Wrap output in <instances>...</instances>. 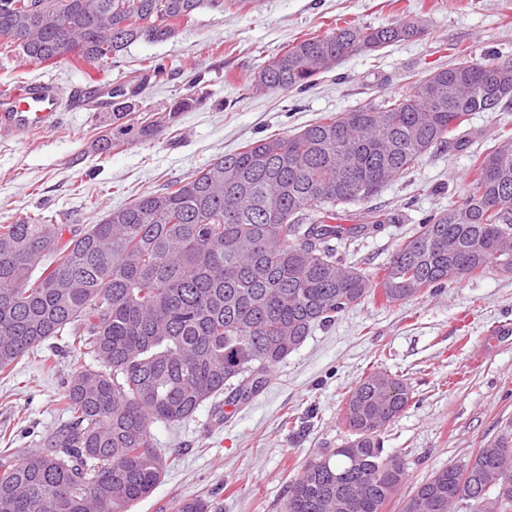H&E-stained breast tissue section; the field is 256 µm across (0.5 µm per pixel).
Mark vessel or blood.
I'll return each mask as SVG.
<instances>
[{
  "label": "vessel or blood",
  "mask_w": 512,
  "mask_h": 512,
  "mask_svg": "<svg viewBox=\"0 0 512 512\" xmlns=\"http://www.w3.org/2000/svg\"><path fill=\"white\" fill-rule=\"evenodd\" d=\"M90 93L55 82L34 81L0 86V134L15 136L40 132L59 121V108L89 105Z\"/></svg>",
  "instance_id": "b4317fda"
}]
</instances>
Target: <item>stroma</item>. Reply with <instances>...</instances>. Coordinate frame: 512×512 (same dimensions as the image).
Segmentation results:
<instances>
[{"mask_svg":"<svg viewBox=\"0 0 512 512\" xmlns=\"http://www.w3.org/2000/svg\"><path fill=\"white\" fill-rule=\"evenodd\" d=\"M421 21V34L373 54H357L298 92L255 93L254 72L289 43L336 28ZM512 61V0H204L192 26L177 38L139 40L105 71L67 63L23 66L0 55V85L55 81L90 88L128 83L142 60L169 64L165 82H147L137 101L165 111L191 91L204 101L182 113L151 142L121 147L105 158L88 154L97 133L95 109L65 107L50 130L0 138V224L23 214L47 217L62 229L99 223L105 211L186 178L218 156L271 135L286 136L318 118L413 91L431 71L457 63ZM512 131V106L477 112L462 129L465 147H433L413 169L365 202L346 205L345 226L369 211L391 223L353 239L331 241L344 261L373 274L428 214L461 204L471 191L475 155ZM100 199L90 208L87 197ZM512 275L467 277L440 291L385 305L366 301L335 322L315 327L266 377L260 392L233 412L203 404L191 419L154 423L156 447L168 470L133 512H172L197 496L217 512H285L289 483L308 462L346 441L343 407L361 377L383 370L414 397L383 435L400 453L408 476L385 512H401L416 486L436 470L467 463L473 451L512 425ZM88 356L44 343L0 373V449L37 447L64 419L57 402Z\"/></svg>","mask_w":512,"mask_h":512,"instance_id":"stroma-1","label":"stroma"}]
</instances>
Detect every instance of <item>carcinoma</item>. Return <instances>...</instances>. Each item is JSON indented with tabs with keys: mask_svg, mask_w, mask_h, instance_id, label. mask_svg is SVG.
<instances>
[{
	"mask_svg": "<svg viewBox=\"0 0 512 512\" xmlns=\"http://www.w3.org/2000/svg\"><path fill=\"white\" fill-rule=\"evenodd\" d=\"M203 0H0V49L36 63L108 65L140 39L164 42ZM422 33L416 21L348 24L288 45L252 80L255 91H302L342 59ZM167 65L150 61L108 91L92 153L154 140L165 114L138 109L141 85ZM512 100V64L464 59L414 90L292 135L266 137L126 207L59 245L34 216L0 224V373L58 336L99 367H79L60 402L67 420L27 451H0V512H131L168 469L151 426L179 423L206 402L258 391L268 371L317 325L367 299L409 302L466 276L512 275V134L473 161L465 201L423 219L376 278L323 246L367 225H334L336 207L368 200L448 142L475 112ZM412 399L373 371L351 390L352 438L310 460L289 485L286 512H384L406 479L381 434ZM512 509V431L461 466L435 471L402 512ZM174 512H210L197 496Z\"/></svg>",
	"mask_w": 512,
	"mask_h": 512,
	"instance_id": "carcinoma-1",
	"label": "carcinoma"
}]
</instances>
